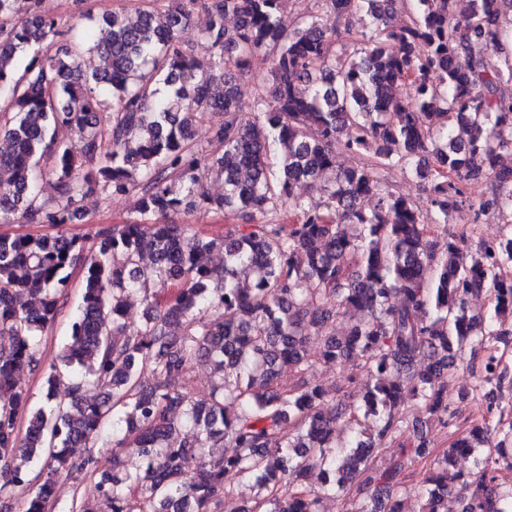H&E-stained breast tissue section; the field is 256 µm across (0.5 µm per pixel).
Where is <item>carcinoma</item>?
Wrapping results in <instances>:
<instances>
[{"label": "carcinoma", "instance_id": "cac0c4a2", "mask_svg": "<svg viewBox=\"0 0 512 512\" xmlns=\"http://www.w3.org/2000/svg\"><path fill=\"white\" fill-rule=\"evenodd\" d=\"M42 2L0 0V223L60 228L94 191L133 195L138 219L91 236L0 233V496L21 497L23 512H221L233 475L258 489L233 512H321L336 498L340 512H400L405 472L424 461L422 512H448L452 494L457 512H512V421L484 419L437 451L404 436L403 415L413 398L448 424L446 380L468 348L486 349L474 390L508 376L494 344L512 318V233L473 249L448 225L464 208L473 224H512V29L500 23L512 0H471L464 14L457 0H314L298 18L290 0H208L209 75L181 38L197 0L103 14L97 44L86 29L69 36ZM359 13L365 29L343 24ZM260 54L269 83L245 113L237 81ZM216 115L220 148L204 151L196 127ZM343 150L365 161L342 168ZM395 171L427 184L426 209L392 188ZM47 174L55 206L40 198ZM210 178L224 195H209ZM479 178L488 192L473 202ZM298 183L324 207L294 196ZM198 208L251 223L209 236L169 220ZM217 249L218 267L205 261ZM77 270L70 332L47 364L42 336ZM482 292L484 317L469 311ZM137 293L147 313L131 328ZM311 331L321 361L367 373L359 407L307 381ZM204 359L214 376L194 401L177 382ZM283 363L299 376L291 387L278 383ZM24 368L44 380L48 408L31 406ZM109 428L112 471L72 456ZM345 432L354 440L340 445ZM226 442L233 454H210ZM472 455L476 470H456ZM75 475L90 490L60 509L57 480Z\"/></svg>", "mask_w": 512, "mask_h": 512}]
</instances>
